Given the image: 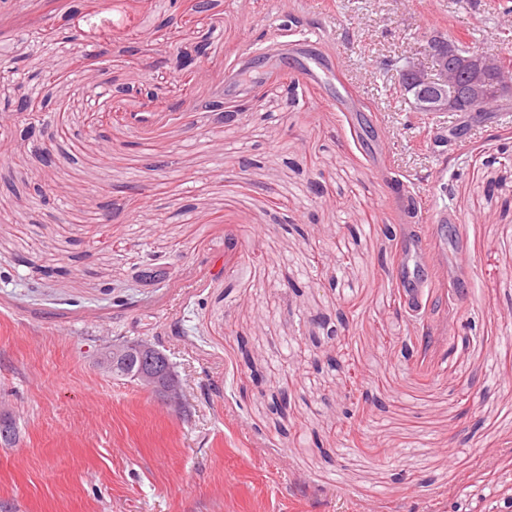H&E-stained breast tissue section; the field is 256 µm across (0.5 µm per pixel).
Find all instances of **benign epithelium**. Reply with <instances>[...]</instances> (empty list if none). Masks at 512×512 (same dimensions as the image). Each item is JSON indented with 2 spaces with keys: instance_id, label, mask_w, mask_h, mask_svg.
Instances as JSON below:
<instances>
[{
  "instance_id": "1",
  "label": "benign epithelium",
  "mask_w": 512,
  "mask_h": 512,
  "mask_svg": "<svg viewBox=\"0 0 512 512\" xmlns=\"http://www.w3.org/2000/svg\"><path fill=\"white\" fill-rule=\"evenodd\" d=\"M435 69L430 72L414 63L406 68L401 78L402 90L413 96L420 111L469 112L464 97L456 91L460 82H466L468 89L484 100L499 105L512 102V77L504 73L499 61L474 50L461 49L453 41L436 40L432 43ZM86 78L92 88L101 89L97 108L106 116L112 115V84L97 75V69H90ZM170 110L159 102L158 95L147 91L137 109L124 113L125 118L135 127H144L152 117ZM112 354V366L118 367L132 358L136 363L133 381L142 389L161 395L166 401L182 405L181 383L170 371L167 355L149 340H115L105 346Z\"/></svg>"
}]
</instances>
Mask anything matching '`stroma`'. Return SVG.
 Instances as JSON below:
<instances>
[{"mask_svg":"<svg viewBox=\"0 0 512 512\" xmlns=\"http://www.w3.org/2000/svg\"><path fill=\"white\" fill-rule=\"evenodd\" d=\"M37 2L0 0V62L18 69L0 73V404L17 430L0 512L505 504L512 105L423 119L398 88L406 61L431 66L437 34L512 52L499 0H219L193 15L187 0H76L68 22ZM89 13L110 30L81 36ZM312 34L336 67L305 81L276 51ZM82 50L112 81V119L71 72ZM137 87L171 112L131 127ZM21 92L29 114L7 112ZM34 120L45 161L23 135ZM408 194L424 215L449 210V242L471 252L416 312L391 274ZM415 328L428 347L407 360ZM116 337L159 342L183 411L99 370Z\"/></svg>","mask_w":512,"mask_h":512,"instance_id":"stroma-1","label":"stroma"}]
</instances>
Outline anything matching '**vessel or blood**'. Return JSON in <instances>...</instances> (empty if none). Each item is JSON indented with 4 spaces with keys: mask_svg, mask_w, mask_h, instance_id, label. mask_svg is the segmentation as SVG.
Returning a JSON list of instances; mask_svg holds the SVG:
<instances>
[{
    "mask_svg": "<svg viewBox=\"0 0 512 512\" xmlns=\"http://www.w3.org/2000/svg\"><path fill=\"white\" fill-rule=\"evenodd\" d=\"M471 256L465 245H458L446 252L439 244H428L421 232L406 234L401 254L393 268V277L403 290L408 306L421 303L425 289L448 281L449 269L467 270Z\"/></svg>",
    "mask_w": 512,
    "mask_h": 512,
    "instance_id": "obj_1",
    "label": "vessel or blood"
}]
</instances>
